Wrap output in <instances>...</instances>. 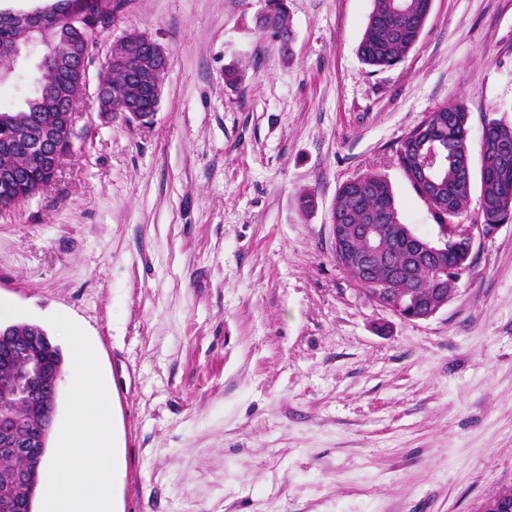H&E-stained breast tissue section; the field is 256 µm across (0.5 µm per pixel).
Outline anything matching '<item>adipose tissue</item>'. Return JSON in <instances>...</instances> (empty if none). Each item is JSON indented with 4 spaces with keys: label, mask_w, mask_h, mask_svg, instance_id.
Returning a JSON list of instances; mask_svg holds the SVG:
<instances>
[{
    "label": "adipose tissue",
    "mask_w": 512,
    "mask_h": 512,
    "mask_svg": "<svg viewBox=\"0 0 512 512\" xmlns=\"http://www.w3.org/2000/svg\"><path fill=\"white\" fill-rule=\"evenodd\" d=\"M70 386L77 399L92 396V408H79L62 444L45 463L49 512H111L108 405L109 389L93 373V350L78 331L70 333Z\"/></svg>",
    "instance_id": "1"
}]
</instances>
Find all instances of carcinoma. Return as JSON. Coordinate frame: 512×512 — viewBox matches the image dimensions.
Instances as JSON below:
<instances>
[{
	"label": "carcinoma",
	"instance_id": "1",
	"mask_svg": "<svg viewBox=\"0 0 512 512\" xmlns=\"http://www.w3.org/2000/svg\"><path fill=\"white\" fill-rule=\"evenodd\" d=\"M427 0H373V9L368 16L364 32L358 46L362 62L381 70L401 63L418 43L427 23L425 8ZM267 23L282 36V47L289 46L290 34L287 0H273ZM100 82L112 88V111L127 112L134 108L137 112L153 113V102L146 92H138L136 81L121 70H107L100 76ZM40 110L41 122L62 127L66 119L62 113L51 108H39L35 97L25 100L18 111L3 113L8 118L6 126H0V138L16 132L32 131L31 116ZM446 123L440 129L439 137L451 146L455 160L443 172V183L448 194L450 214L442 210L432 212L437 224H446L458 219L468 207L471 191L464 186L466 168L472 165L468 145V111L461 101L442 106L431 112L430 123L440 118ZM423 124H418L410 132V139L402 140L397 149V160L404 174H409L415 166L412 138L421 132ZM11 165L23 170V178L16 186L14 195L28 196L46 177V169L32 165L27 145L21 143L10 156L0 155V167ZM481 186V218L484 224H501L507 217L512 218V123L491 119L482 131V149L479 160ZM332 217L338 224H381L391 246L386 263L397 272L395 287L419 296L428 295L435 288L432 264L422 260L412 268L404 265L403 251L399 243L406 240V229L401 222L399 208L388 180L376 173L366 174L359 181L343 183L336 193ZM384 271L382 266H374L365 274L352 276V280L365 290L376 287L377 277ZM11 336L26 343L38 337L44 358L49 363L65 369V360L60 348L53 343L45 331L35 330L30 323L11 325ZM16 375L0 371V408L9 407L23 420L24 428L19 433L22 438L36 437L49 421V417L31 415L28 405L14 394ZM27 467V458L14 455L0 463V486L12 483L13 495L26 503L27 512H36L38 499L44 494L41 476L35 475L26 481L13 479L14 473Z\"/></svg>",
	"mask_w": 512,
	"mask_h": 512
}]
</instances>
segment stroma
<instances>
[{
  "label": "stroma",
  "instance_id": "obj_1",
  "mask_svg": "<svg viewBox=\"0 0 512 512\" xmlns=\"http://www.w3.org/2000/svg\"><path fill=\"white\" fill-rule=\"evenodd\" d=\"M263 6L125 0L89 80L148 34L169 54L158 109L144 124L84 95L54 182L0 213V323L62 348L76 327L98 376L131 387L109 406L112 512H475L512 486V222L413 322L337 265L330 211L377 172L403 223L436 235L395 152L455 100L471 156L486 120L512 122V0H433L377 72L357 52L373 0H288L287 52ZM37 61L0 109L32 94Z\"/></svg>",
  "mask_w": 512,
  "mask_h": 512
}]
</instances>
